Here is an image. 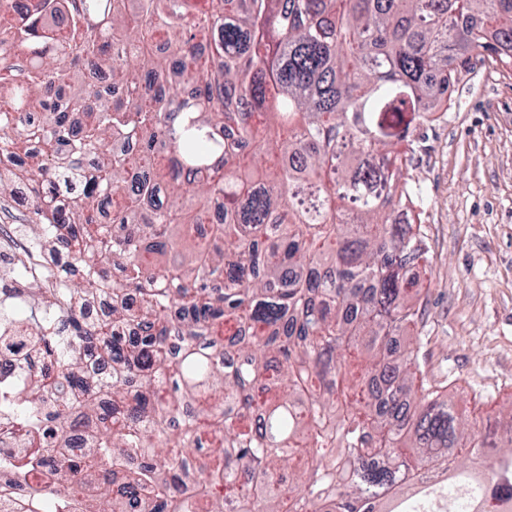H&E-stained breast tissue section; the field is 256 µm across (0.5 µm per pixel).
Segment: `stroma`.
Listing matches in <instances>:
<instances>
[{"label": "stroma", "instance_id": "obj_1", "mask_svg": "<svg viewBox=\"0 0 512 512\" xmlns=\"http://www.w3.org/2000/svg\"><path fill=\"white\" fill-rule=\"evenodd\" d=\"M403 176L421 190L420 367L459 406L512 421V69L473 60L438 120L417 122Z\"/></svg>", "mask_w": 512, "mask_h": 512}]
</instances>
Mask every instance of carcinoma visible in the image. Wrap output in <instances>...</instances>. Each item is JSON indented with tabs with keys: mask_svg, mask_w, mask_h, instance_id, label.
I'll use <instances>...</instances> for the list:
<instances>
[{
	"mask_svg": "<svg viewBox=\"0 0 512 512\" xmlns=\"http://www.w3.org/2000/svg\"><path fill=\"white\" fill-rule=\"evenodd\" d=\"M485 52L512 66V0H0V199L66 298L0 302V471L28 487L0 512H372L440 460L470 481L486 426L422 377L426 233L389 220L419 196L388 148ZM216 201L213 247L189 226Z\"/></svg>",
	"mask_w": 512,
	"mask_h": 512,
	"instance_id": "cac0c4a2",
	"label": "carcinoma"
}]
</instances>
